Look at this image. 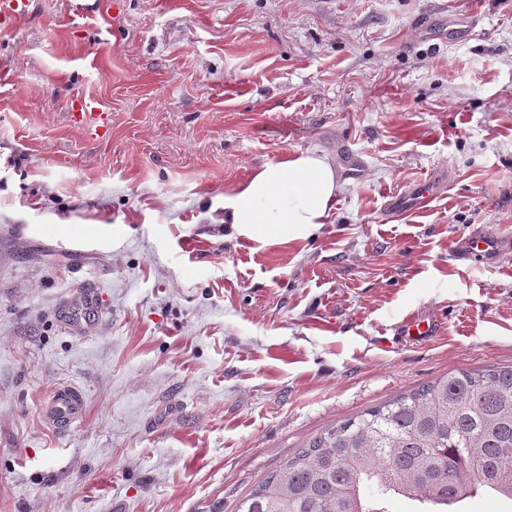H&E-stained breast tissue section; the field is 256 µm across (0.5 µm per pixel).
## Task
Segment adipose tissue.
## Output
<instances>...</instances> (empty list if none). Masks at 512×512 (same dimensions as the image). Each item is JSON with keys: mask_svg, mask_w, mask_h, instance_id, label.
I'll use <instances>...</instances> for the list:
<instances>
[{"mask_svg": "<svg viewBox=\"0 0 512 512\" xmlns=\"http://www.w3.org/2000/svg\"><path fill=\"white\" fill-rule=\"evenodd\" d=\"M334 167L310 151L267 163L224 199V221L263 245L310 239L336 201Z\"/></svg>", "mask_w": 512, "mask_h": 512, "instance_id": "1", "label": "adipose tissue"}]
</instances>
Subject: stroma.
Instances as JSON below:
<instances>
[{"mask_svg": "<svg viewBox=\"0 0 512 512\" xmlns=\"http://www.w3.org/2000/svg\"><path fill=\"white\" fill-rule=\"evenodd\" d=\"M90 2L0 27V512H236L326 428L512 367V0ZM298 151L334 209L255 249L224 198ZM477 233L500 261L461 258ZM102 305L94 292L79 290L72 293L61 308V317L65 325L73 331L82 333L99 317ZM87 398L74 385L57 387L41 404L43 419L59 432H66L84 417Z\"/></svg>", "mask_w": 512, "mask_h": 512, "instance_id": "35a3bbf8", "label": "stroma"}]
</instances>
